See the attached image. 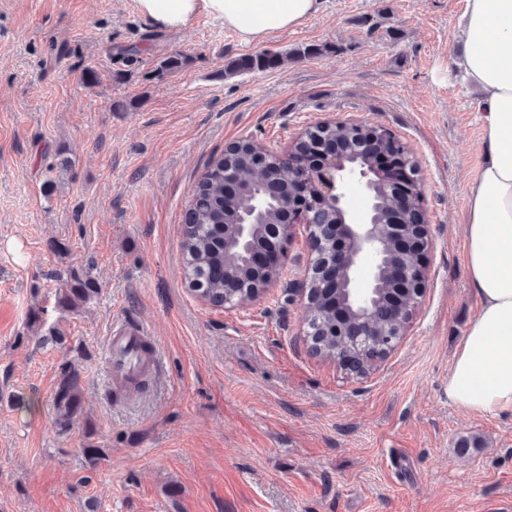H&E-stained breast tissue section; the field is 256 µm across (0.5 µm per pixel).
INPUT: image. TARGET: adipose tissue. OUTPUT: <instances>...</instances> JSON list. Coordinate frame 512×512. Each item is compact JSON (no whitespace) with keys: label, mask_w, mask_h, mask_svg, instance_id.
<instances>
[{"label":"adipose tissue","mask_w":512,"mask_h":512,"mask_svg":"<svg viewBox=\"0 0 512 512\" xmlns=\"http://www.w3.org/2000/svg\"><path fill=\"white\" fill-rule=\"evenodd\" d=\"M155 25L183 29L202 13L247 43L303 24L319 0H135ZM466 79L477 90L487 158L470 189L466 260L480 310L456 348L448 397L472 411L512 407V0H466Z\"/></svg>","instance_id":"1"}]
</instances>
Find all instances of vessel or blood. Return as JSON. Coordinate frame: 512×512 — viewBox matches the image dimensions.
<instances>
[{"label":"vessel or blood","mask_w":512,"mask_h":512,"mask_svg":"<svg viewBox=\"0 0 512 512\" xmlns=\"http://www.w3.org/2000/svg\"><path fill=\"white\" fill-rule=\"evenodd\" d=\"M105 376L113 384L126 386L157 376L161 358L150 331L141 324H113L103 352Z\"/></svg>","instance_id":"b4317fda"}]
</instances>
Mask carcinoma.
<instances>
[{"label":"carcinoma","instance_id":"cac0c4a2","mask_svg":"<svg viewBox=\"0 0 512 512\" xmlns=\"http://www.w3.org/2000/svg\"><path fill=\"white\" fill-rule=\"evenodd\" d=\"M281 59L276 56L258 54L247 59L229 62L227 71L235 73L241 69L264 70L277 66ZM318 138L337 141L345 153L366 162L368 153L363 142L367 135L361 129L341 122L315 128ZM300 191L296 174L290 171L288 161L273 154L261 157L252 141L232 144L225 155L211 158L206 170L197 182L191 206L185 219L182 250L185 276L189 285L198 289L204 300L216 306L224 305V271L231 272L233 288L247 293L265 282L267 273L252 269L232 247L224 246V237H233L231 225L239 222L241 215L253 208L256 198L264 199L266 208L255 239L260 241L268 234L267 225L282 224L286 219L288 202ZM381 203L378 221L391 224L399 219L404 224H418L423 218L422 210L415 205L412 210L398 213L393 196L380 190ZM74 284L63 290L59 298L64 307L77 308L96 293L90 278L73 276ZM318 299L309 300L308 310L312 316L311 336L313 350L324 357H333L338 344L345 339L333 334L334 321L319 314ZM80 375L67 367L54 397L55 426L68 428L78 414Z\"/></svg>","mask_w":512,"mask_h":512}]
</instances>
